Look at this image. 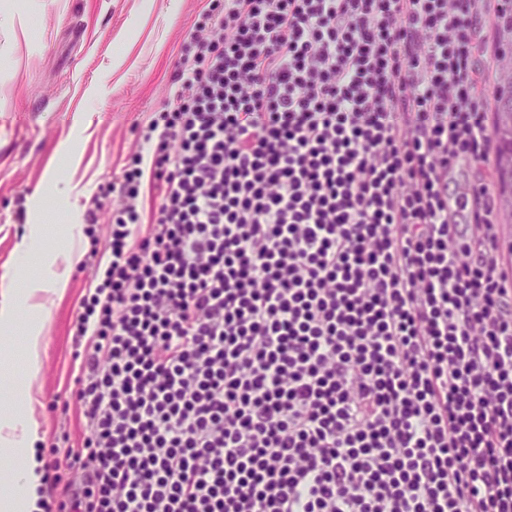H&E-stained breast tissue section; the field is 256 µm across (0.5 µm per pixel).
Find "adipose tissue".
Returning <instances> with one entry per match:
<instances>
[{
    "label": "adipose tissue",
    "instance_id": "adipose-tissue-1",
    "mask_svg": "<svg viewBox=\"0 0 512 512\" xmlns=\"http://www.w3.org/2000/svg\"><path fill=\"white\" fill-rule=\"evenodd\" d=\"M69 285L68 275H38L26 279L24 289L0 288V331L8 332L17 325L20 299H34L38 293L63 296ZM45 441L39 422L28 407L12 405L0 408V455L21 456L20 470L0 482V512H42L39 502L43 489V461L38 449Z\"/></svg>",
    "mask_w": 512,
    "mask_h": 512
}]
</instances>
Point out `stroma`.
<instances>
[{
  "mask_svg": "<svg viewBox=\"0 0 512 512\" xmlns=\"http://www.w3.org/2000/svg\"><path fill=\"white\" fill-rule=\"evenodd\" d=\"M0 15V284L21 283L15 245L36 223V191L57 168L66 209L51 213V230L81 224L96 209L94 238L75 245L64 297L38 299L48 314L42 328L41 371L33 414L45 432L44 460L62 436L82 444L83 418L68 403L78 366L72 360L75 311L87 294L80 264L103 247L113 204L95 208L123 168L151 146L135 124L161 111L188 37L203 32L217 0H21ZM68 158L57 156V148ZM68 403V411L57 406Z\"/></svg>",
  "mask_w": 512,
  "mask_h": 512,
  "instance_id": "35a3bbf8",
  "label": "stroma"
}]
</instances>
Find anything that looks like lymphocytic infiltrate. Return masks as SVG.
<instances>
[{
    "label": "lymphocytic infiltrate",
    "mask_w": 512,
    "mask_h": 512,
    "mask_svg": "<svg viewBox=\"0 0 512 512\" xmlns=\"http://www.w3.org/2000/svg\"><path fill=\"white\" fill-rule=\"evenodd\" d=\"M224 0L125 169L43 512H512L504 0ZM150 175L160 202L138 210ZM503 32L502 44L504 48L500 53L502 65V73L504 76L505 84L499 93L488 97V108L493 113V96L495 101V138H496V153L498 162V171L496 158L494 157L493 165L490 169L491 184L496 193L497 199L501 192V184L503 187L501 197L503 199H511V211L508 213L510 220L512 217V193L511 190L506 194L507 189L511 188L512 184V81L508 74V68L512 70V25L511 23L506 26ZM503 133L509 135V142H500V136ZM510 145V148L508 147ZM499 174V176H498ZM500 179V181H499ZM501 182V184H500Z\"/></svg>",
    "instance_id": "obj_1"
}]
</instances>
